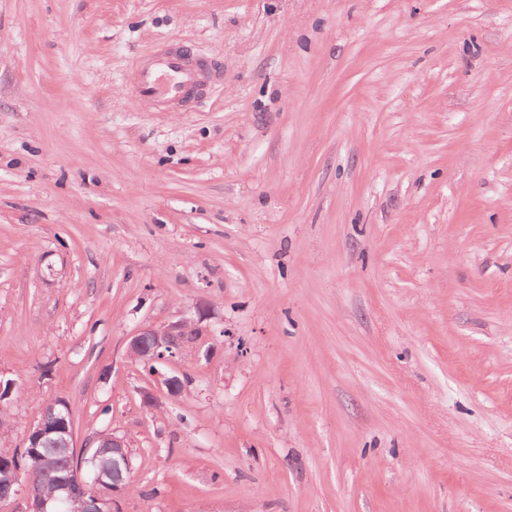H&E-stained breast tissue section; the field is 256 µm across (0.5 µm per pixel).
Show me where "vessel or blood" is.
<instances>
[{
	"label": "vessel or blood",
	"instance_id": "b4317fda",
	"mask_svg": "<svg viewBox=\"0 0 512 512\" xmlns=\"http://www.w3.org/2000/svg\"><path fill=\"white\" fill-rule=\"evenodd\" d=\"M137 68L130 101L159 110L188 102L205 90L209 80L204 63L192 60L179 46L150 52L146 60L138 62Z\"/></svg>",
	"mask_w": 512,
	"mask_h": 512
}]
</instances>
